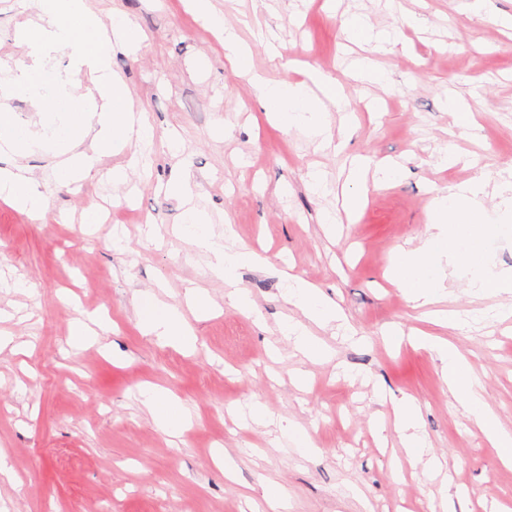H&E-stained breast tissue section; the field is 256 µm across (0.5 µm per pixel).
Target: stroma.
Instances as JSON below:
<instances>
[{"label":"stroma","mask_w":512,"mask_h":512,"mask_svg":"<svg viewBox=\"0 0 512 512\" xmlns=\"http://www.w3.org/2000/svg\"><path fill=\"white\" fill-rule=\"evenodd\" d=\"M28 2L0 0V60L25 53L15 34L37 19ZM211 2L244 40L259 26L276 35L277 58L253 48V64L267 77L298 82L308 67L338 81L346 108L330 112L332 145L266 123L250 83L184 0H87L103 24L124 16L147 36L137 52L116 49L111 68L154 142L130 141L77 190L58 183L56 157L26 158L54 223L0 204V331L31 344L25 355L0 352V452L19 478L0 482V512H268L267 477L287 487L288 512H512V466L449 392L440 360L385 338L440 333L465 355L488 407L512 430V333L499 335L496 319L437 329L391 278L397 254L426 231L432 189L479 176L492 196L512 173V30L494 23L512 14V0H487L478 16L458 11L460 0ZM356 16L389 41L363 49L348 41L345 25ZM363 56L382 69L385 84L357 77ZM453 98L475 126L455 120ZM447 150L460 161L439 168ZM355 156L402 170L392 185H361L366 202L352 216L332 190ZM185 160L193 202L215 230L232 223L239 243L267 259L264 268L239 271L259 318L230 304L207 258L175 233L184 201L167 185ZM315 164L330 193L308 188ZM118 165L130 168L127 182L113 181ZM92 207L110 208L112 221L88 234L81 216ZM325 211L336 212L335 231L322 224ZM286 262L335 300L357 332L348 341L318 330L332 360H303L279 331L285 316L299 314L282 298L278 270ZM17 278L25 291L10 289ZM444 285V309L460 315L512 309V293L471 295L462 267H449ZM192 288L216 304L190 321L195 352L140 335L133 291L182 306ZM81 309L107 311L114 328L76 352L68 325ZM298 369L310 374L306 387L291 381ZM148 383L191 411L180 437L160 431L139 402ZM405 395L421 407L442 464L437 474L395 466L403 448L390 400ZM255 401L302 428L313 452L284 450L275 427L241 426L236 408ZM218 448L234 460L233 477L216 466Z\"/></svg>","instance_id":"stroma-1"}]
</instances>
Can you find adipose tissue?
<instances>
[{
  "label": "adipose tissue",
  "mask_w": 512,
  "mask_h": 512,
  "mask_svg": "<svg viewBox=\"0 0 512 512\" xmlns=\"http://www.w3.org/2000/svg\"><path fill=\"white\" fill-rule=\"evenodd\" d=\"M188 4L204 25L217 32L227 60L236 73L249 78L272 123L303 129L315 139H328V107L341 103L335 78L311 70L301 82L268 79L255 69L251 49L237 31L225 26L222 17L213 12L211 0H188ZM0 200L37 223H48L51 218L49 200L28 166L17 164L0 168ZM491 212L495 213L498 223L512 222L511 181L503 182L497 202L491 204L487 203L483 182L478 178L437 193L428 205L431 233L421 239L417 248L397 256L393 264L395 283L415 306L427 308L434 324L460 329L465 326L464 320L437 306L445 294V262H454L467 270V286L473 293L512 291V271H492L485 250L478 246L482 227ZM178 231L210 259L213 271L223 276L229 301L241 312L255 314V304L247 289L241 286L239 271L246 266L265 265V258L254 251L235 248L230 243L232 229L215 231L207 213L196 208L183 212ZM280 277L284 283V299L302 313L301 318L284 319L282 335L302 358L311 362L327 360L330 353L313 330L345 326L341 309L319 288L290 269H281ZM186 302V307L182 308L160 300L154 292H139L134 308L141 334L154 338L161 345L193 350L196 338L183 310L188 307L205 315L210 312L211 303L204 292L195 290L187 293ZM410 340L437 354L449 389L460 397L467 414L475 420L492 447L497 448L502 463L512 465V433L501 428L497 417L486 408L482 386L472 376L463 354L447 340L421 331L413 332ZM140 396L154 423L169 436L180 435L190 425L188 409L168 390L148 386L142 389ZM392 410L405 461L424 465L429 472L440 470L441 463L430 456L427 438L420 428V406L416 399L406 395L393 400Z\"/></svg>",
  "instance_id": "adipose-tissue-1"
}]
</instances>
